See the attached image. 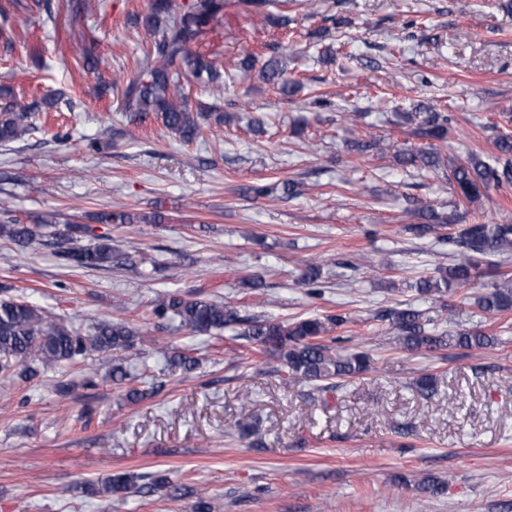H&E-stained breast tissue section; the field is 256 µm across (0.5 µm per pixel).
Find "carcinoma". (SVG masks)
Instances as JSON below:
<instances>
[{"instance_id":"obj_1","label":"carcinoma","mask_w":512,"mask_h":512,"mask_svg":"<svg viewBox=\"0 0 512 512\" xmlns=\"http://www.w3.org/2000/svg\"><path fill=\"white\" fill-rule=\"evenodd\" d=\"M224 13V0H187L178 5L175 0H150L149 12L143 17L132 16L157 34L145 60L138 64L134 75L121 91L122 111L136 121L144 122L153 115L164 128L184 142L200 136L198 113L194 112L183 89L181 78L191 76L207 86L215 103L209 111L218 112L216 101L224 94V73L213 65L210 54L200 50L202 37L216 18ZM262 80L278 85L282 95L293 92L296 81L288 77L281 60H266L259 71ZM54 102L42 98L26 101L16 98L0 109V143L7 144L25 138L33 130L32 118ZM406 123L416 127L418 134L429 140L426 148H401L395 144L356 142L359 151L377 149L394 151L400 165L419 171L443 174L453 192L469 203H476L503 185H512V138L498 140L499 157L490 164L475 154L450 158L442 155L434 142L448 135L449 117L433 106L420 103L412 112L402 113ZM100 224L159 223L161 216L137 215L125 210H104L97 214ZM44 220L38 224H22L13 220L0 224V239L26 248L51 237L59 248L58 255L68 265L84 269H103L112 264L132 261L112 247L111 239L99 238L88 246H67L66 241L92 234V228L79 224L66 226L65 236L49 231ZM448 241L459 246L454 263L440 271L439 277L419 280L423 294L440 299L453 298L468 288H480L476 303L487 315L512 312V280H486L480 259L488 255L512 252V216L504 214L496 224H467ZM153 315L177 323V328L197 333L221 331L229 326L239 327L238 335L250 341L262 353L277 358L283 368V384H318L329 381L345 382L362 372L369 364L363 352H340L326 343L325 337L348 319L339 314L311 316L298 320L266 321L246 317L234 306L216 300L187 298L172 294L160 301ZM377 317L388 322L395 331L393 340L409 352H434L445 348L484 349L498 343V336L477 327L438 333L423 312L411 308H387ZM139 339L137 332L122 320L102 321L91 334H84L63 321H57L42 309L26 301L0 298V375L19 376L33 380L39 376L38 365H72L110 351H130ZM167 364L190 372L199 361L188 354L175 351ZM149 373V367L137 363L130 355L112 360V381L121 384L133 377V372ZM163 383L151 378L149 386L131 389L126 398L136 403L153 395ZM169 486L166 477H154L138 483V476L116 472L102 485L100 492L109 496L134 489L150 494Z\"/></svg>"}]
</instances>
